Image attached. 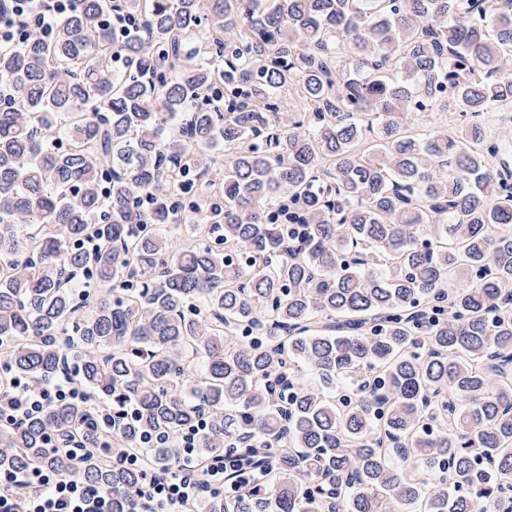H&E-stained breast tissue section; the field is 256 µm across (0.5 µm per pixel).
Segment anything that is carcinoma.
I'll return each mask as SVG.
<instances>
[{
	"mask_svg": "<svg viewBox=\"0 0 512 512\" xmlns=\"http://www.w3.org/2000/svg\"><path fill=\"white\" fill-rule=\"evenodd\" d=\"M69 0L0 44V364L71 369L154 466L268 473L204 512H512V0ZM293 85L309 113L280 111ZM458 114L442 131L415 115ZM87 278L93 293L78 286ZM311 374L317 382L304 384ZM93 412L0 425V469L130 512ZM488 132L498 143H507V154L512 166V106L507 112H492L489 117Z\"/></svg>",
	"mask_w": 512,
	"mask_h": 512,
	"instance_id": "obj_1",
	"label": "carcinoma"
}]
</instances>
